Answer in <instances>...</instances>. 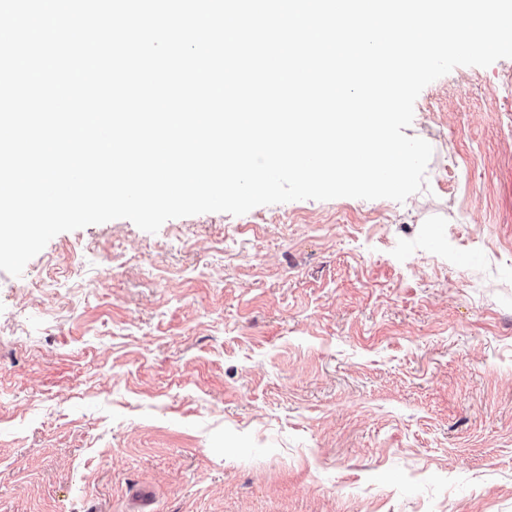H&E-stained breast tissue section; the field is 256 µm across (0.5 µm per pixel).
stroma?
<instances>
[{
  "instance_id": "stroma-1",
  "label": "stroma",
  "mask_w": 512,
  "mask_h": 512,
  "mask_svg": "<svg viewBox=\"0 0 512 512\" xmlns=\"http://www.w3.org/2000/svg\"><path fill=\"white\" fill-rule=\"evenodd\" d=\"M423 188L127 219L0 271V512H512V59Z\"/></svg>"
}]
</instances>
